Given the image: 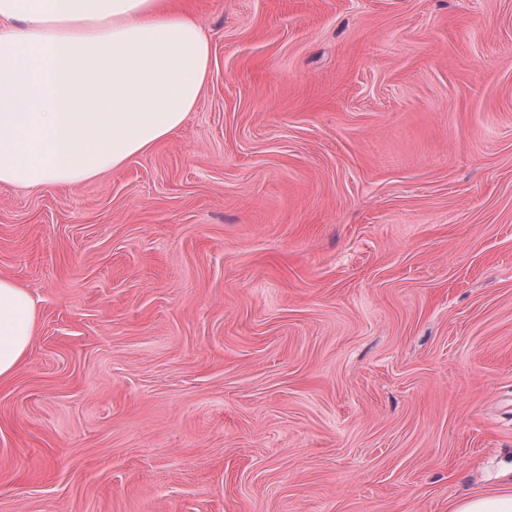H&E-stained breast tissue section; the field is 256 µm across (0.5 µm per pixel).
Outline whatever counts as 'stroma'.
I'll return each mask as SVG.
<instances>
[{"instance_id":"obj_1","label":"stroma","mask_w":512,"mask_h":512,"mask_svg":"<svg viewBox=\"0 0 512 512\" xmlns=\"http://www.w3.org/2000/svg\"><path fill=\"white\" fill-rule=\"evenodd\" d=\"M181 128L0 183L38 333L0 512H449L512 489V0H176Z\"/></svg>"}]
</instances>
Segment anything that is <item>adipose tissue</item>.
<instances>
[{
  "label": "adipose tissue",
  "mask_w": 512,
  "mask_h": 512,
  "mask_svg": "<svg viewBox=\"0 0 512 512\" xmlns=\"http://www.w3.org/2000/svg\"><path fill=\"white\" fill-rule=\"evenodd\" d=\"M212 64L172 0H0V183L75 186L171 137ZM38 331L25 288L0 278V381Z\"/></svg>",
  "instance_id": "adipose-tissue-1"
}]
</instances>
